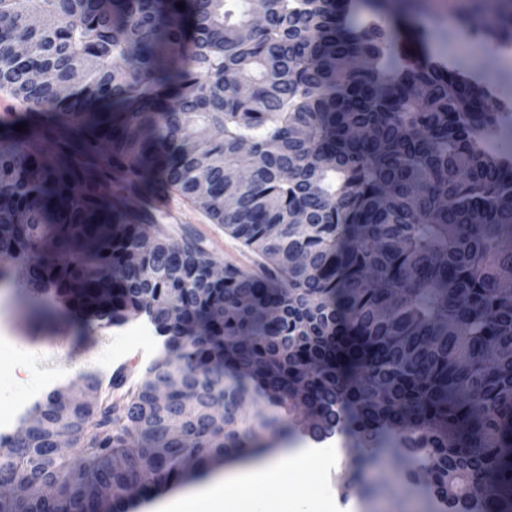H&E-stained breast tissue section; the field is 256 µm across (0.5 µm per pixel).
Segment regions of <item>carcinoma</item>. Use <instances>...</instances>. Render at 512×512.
Listing matches in <instances>:
<instances>
[{
    "instance_id": "obj_1",
    "label": "carcinoma",
    "mask_w": 512,
    "mask_h": 512,
    "mask_svg": "<svg viewBox=\"0 0 512 512\" xmlns=\"http://www.w3.org/2000/svg\"><path fill=\"white\" fill-rule=\"evenodd\" d=\"M264 11L0 0V90L36 118L0 132V278L80 331L145 316L165 337L135 380L87 372L86 397L50 391L0 434V485L25 486L0 512H126L188 460L295 429L343 435L358 466L400 459L444 512H512V152L493 89L409 52L387 0ZM453 33L512 42L509 0L462 8ZM157 183L259 271L214 277L195 241L151 234L131 203Z\"/></svg>"
}]
</instances>
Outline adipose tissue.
Segmentation results:
<instances>
[{
    "mask_svg": "<svg viewBox=\"0 0 512 512\" xmlns=\"http://www.w3.org/2000/svg\"><path fill=\"white\" fill-rule=\"evenodd\" d=\"M343 450L336 442L309 443L279 455L247 462L225 476L204 480L189 492L158 502L151 512H299L288 499L260 508V492L280 481L284 472L316 469L324 474L341 460Z\"/></svg>",
    "mask_w": 512,
    "mask_h": 512,
    "instance_id": "1",
    "label": "adipose tissue"
}]
</instances>
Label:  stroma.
I'll return each mask as SVG.
<instances>
[{
    "label": "stroma",
    "instance_id": "obj_1",
    "mask_svg": "<svg viewBox=\"0 0 512 512\" xmlns=\"http://www.w3.org/2000/svg\"><path fill=\"white\" fill-rule=\"evenodd\" d=\"M394 10L403 39L413 51L475 64L483 77L494 84L497 99L512 104V59L502 57L495 48L443 39V32L454 29L458 23L459 15L452 0H396ZM172 199L169 211L155 214L158 234L172 241L192 237L217 268L227 265L255 268V255L225 233L223 225L215 223L203 209L182 195L173 194ZM18 302L19 292L12 282H1L0 321L6 322L21 345L46 346L56 351L55 359L32 362L31 380H40L46 371L58 365L66 371L61 381L66 387L76 384L80 374L92 369L108 372L120 364L140 369L157 354L150 341L129 337L128 326L115 331L96 325L80 336L67 316L56 311L48 316L31 314L21 310ZM354 456V449H346L334 474L323 477L311 472L290 476L281 484L267 488L266 495L272 500L285 496L304 499L316 491L330 501L337 499L344 504L356 501L358 512H427L429 499L421 483L401 466L372 461L359 471L352 467ZM341 472L352 474V491L343 492L337 479Z\"/></svg>",
    "mask_w": 512,
    "mask_h": 512
}]
</instances>
